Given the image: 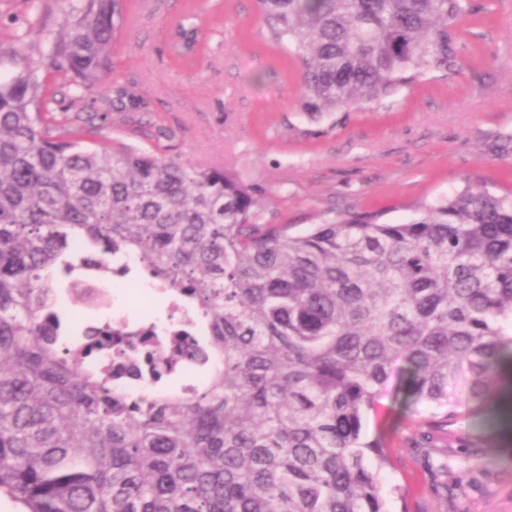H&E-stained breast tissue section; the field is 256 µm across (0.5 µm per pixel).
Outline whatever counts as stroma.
<instances>
[{"label":"stroma","instance_id":"35a3bbf8","mask_svg":"<svg viewBox=\"0 0 512 512\" xmlns=\"http://www.w3.org/2000/svg\"><path fill=\"white\" fill-rule=\"evenodd\" d=\"M184 0H134L113 71L68 113L90 114L101 142L119 140L238 172L263 200L262 224L316 222L344 209L412 217V204L466 183L512 191V0H471L454 79L401 90L370 111L300 110L292 58L265 39L254 0H224V23L192 65L170 53ZM28 0H0V78L19 68ZM390 457L388 512H512V425L501 407L443 422L385 393L365 423Z\"/></svg>","mask_w":512,"mask_h":512}]
</instances>
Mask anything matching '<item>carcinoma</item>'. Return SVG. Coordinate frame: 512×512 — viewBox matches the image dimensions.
Segmentation results:
<instances>
[{
	"mask_svg": "<svg viewBox=\"0 0 512 512\" xmlns=\"http://www.w3.org/2000/svg\"><path fill=\"white\" fill-rule=\"evenodd\" d=\"M34 17L22 65L0 78V492L25 512H385L387 455L365 419L390 382L407 405L488 412L512 361V193L465 185L404 223L339 211L302 231L259 224L234 171L194 166L58 115L41 74L81 95L111 72L127 0H65ZM297 63L301 111L364 110L462 70L466 0H255ZM183 66L220 26L185 6ZM134 253L208 319L165 362L129 359L130 398L73 356L122 339L70 331L57 276L71 242ZM211 352L222 367L185 399L154 394Z\"/></svg>",
	"mask_w": 512,
	"mask_h": 512,
	"instance_id": "cac0c4a2",
	"label": "carcinoma"
}]
</instances>
